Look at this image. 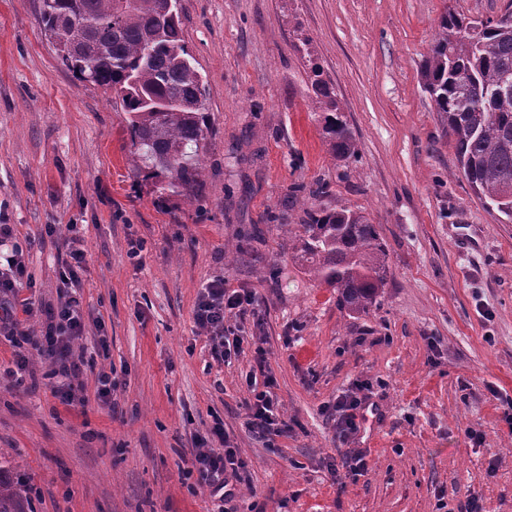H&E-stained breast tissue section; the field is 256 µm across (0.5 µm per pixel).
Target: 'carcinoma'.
<instances>
[{"label":"carcinoma","instance_id":"obj_1","mask_svg":"<svg viewBox=\"0 0 512 512\" xmlns=\"http://www.w3.org/2000/svg\"><path fill=\"white\" fill-rule=\"evenodd\" d=\"M40 20L62 66L114 92V104L127 114L133 170L150 168L167 179L169 192L196 199L213 126L179 0H41ZM313 73L329 149L354 159L358 149L340 102ZM421 81L453 137L460 172L486 207L512 221V10L485 21L445 12ZM291 250L353 314L367 313L385 286L386 246L361 212H310ZM0 512H31L26 491L1 467Z\"/></svg>","mask_w":512,"mask_h":512}]
</instances>
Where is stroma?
Listing matches in <instances>:
<instances>
[{
	"label": "stroma",
	"instance_id": "35a3bbf8",
	"mask_svg": "<svg viewBox=\"0 0 512 512\" xmlns=\"http://www.w3.org/2000/svg\"><path fill=\"white\" fill-rule=\"evenodd\" d=\"M512 0H180L185 43L209 93L213 134L196 201L165 194L127 160L126 114L63 68L39 0H0V217L25 254L22 296L1 319L40 332L66 291L57 243L80 238L69 293L86 324L75 353L86 406L0 380V466L33 512H216L183 473L215 421L247 468L235 512H512V222L460 174L422 87L446 8L493 18ZM341 102L359 150L336 159L312 88ZM319 183L323 192L308 198ZM347 207L378 224L387 281L349 315L290 256L307 208ZM139 256H131L132 245ZM232 256H225V247ZM256 302L227 326L264 341L286 432L246 425L252 346L218 361L195 324L206 284ZM112 403L95 400L101 373ZM363 382L358 432L339 441L330 411ZM366 451L364 475L332 481L337 451Z\"/></svg>",
	"mask_w": 512,
	"mask_h": 512
}]
</instances>
